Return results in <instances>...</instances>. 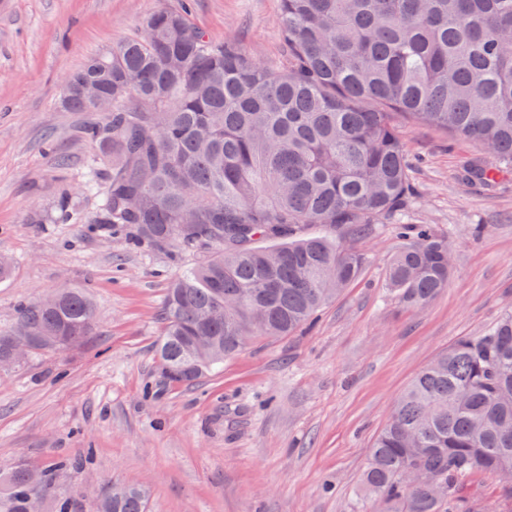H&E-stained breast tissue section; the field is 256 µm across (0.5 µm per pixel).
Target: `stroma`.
<instances>
[{"label": "stroma", "mask_w": 512, "mask_h": 512, "mask_svg": "<svg viewBox=\"0 0 512 512\" xmlns=\"http://www.w3.org/2000/svg\"><path fill=\"white\" fill-rule=\"evenodd\" d=\"M160 9L187 14L214 42L236 39L269 67L285 60L280 0H0V253L15 262L0 283V329L20 302L62 284L95 305L84 345L0 371V464L90 454L57 475L56 495L79 512L123 484L150 490L149 512H355L372 440L416 374L512 311V171L469 184L458 164L479 145L396 115L406 206L368 235L337 232L368 256L360 279L296 333L256 337L218 373L169 381L155 355L159 310L196 255L29 221L65 194L95 210L82 188L100 153L83 134L93 116L61 107L64 81L142 35ZM400 224L448 238V286L419 310L385 288Z\"/></svg>", "instance_id": "obj_1"}]
</instances>
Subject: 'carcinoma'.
<instances>
[{
	"instance_id": "obj_1",
	"label": "carcinoma",
	"mask_w": 512,
	"mask_h": 512,
	"mask_svg": "<svg viewBox=\"0 0 512 512\" xmlns=\"http://www.w3.org/2000/svg\"><path fill=\"white\" fill-rule=\"evenodd\" d=\"M143 36L68 76L65 109L93 112L96 81L112 110L84 127L108 167H88L90 215L62 197L54 220L135 245L202 253L166 289L156 343L166 376L192 382L255 336H288L356 281L366 254L316 225L368 233L410 194L402 112L486 149L462 179L489 185L512 169V0H281L287 65L272 70L236 40L216 44L182 14L158 10ZM272 239L270 249L255 246ZM448 240L422 226L392 254L386 285L420 309L448 285ZM32 357L92 335L94 307L78 288L18 305ZM58 461L0 465V512H28L52 492ZM512 312L458 340L398 398L373 440L357 512H512ZM497 480L492 505L471 480ZM149 492L111 488L94 512H148Z\"/></svg>"
}]
</instances>
